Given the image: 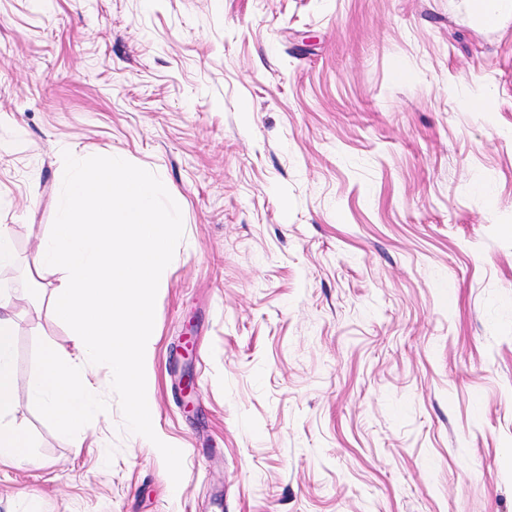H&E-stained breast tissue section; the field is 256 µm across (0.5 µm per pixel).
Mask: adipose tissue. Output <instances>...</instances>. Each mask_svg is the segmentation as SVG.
I'll return each mask as SVG.
<instances>
[{"label":"adipose tissue","mask_w":512,"mask_h":512,"mask_svg":"<svg viewBox=\"0 0 512 512\" xmlns=\"http://www.w3.org/2000/svg\"><path fill=\"white\" fill-rule=\"evenodd\" d=\"M15 318L0 302V461L31 463L25 435L11 420L16 391L13 379Z\"/></svg>","instance_id":"obj_1"}]
</instances>
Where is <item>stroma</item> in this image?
<instances>
[{
	"label": "stroma",
	"instance_id": "1",
	"mask_svg": "<svg viewBox=\"0 0 512 512\" xmlns=\"http://www.w3.org/2000/svg\"><path fill=\"white\" fill-rule=\"evenodd\" d=\"M156 174L184 233L147 368L158 449L108 402L36 411L24 294L63 152ZM0 230L17 261L0 512H512V19L463 0H0ZM194 343L184 412L174 358Z\"/></svg>",
	"mask_w": 512,
	"mask_h": 512
}]
</instances>
